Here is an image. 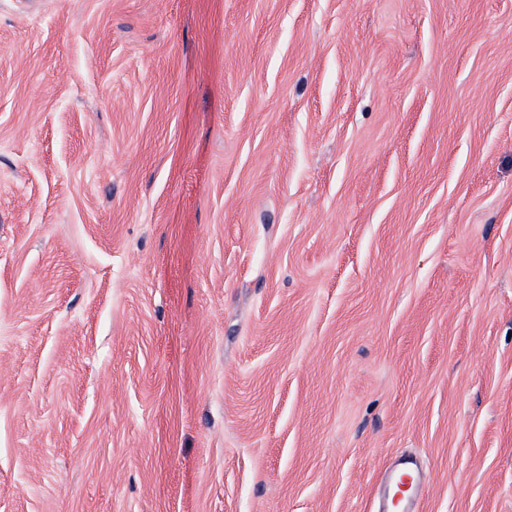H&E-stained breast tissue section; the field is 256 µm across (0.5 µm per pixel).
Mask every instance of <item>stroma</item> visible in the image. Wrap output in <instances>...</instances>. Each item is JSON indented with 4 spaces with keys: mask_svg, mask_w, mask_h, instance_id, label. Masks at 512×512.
Returning a JSON list of instances; mask_svg holds the SVG:
<instances>
[{
    "mask_svg": "<svg viewBox=\"0 0 512 512\" xmlns=\"http://www.w3.org/2000/svg\"><path fill=\"white\" fill-rule=\"evenodd\" d=\"M512 512V0H0V512ZM401 475V484L407 492L402 508L405 512H416L419 510V486L420 471L417 464L409 458H398L391 463L385 471L386 482L395 481Z\"/></svg>",
    "mask_w": 512,
    "mask_h": 512,
    "instance_id": "1",
    "label": "stroma"
}]
</instances>
